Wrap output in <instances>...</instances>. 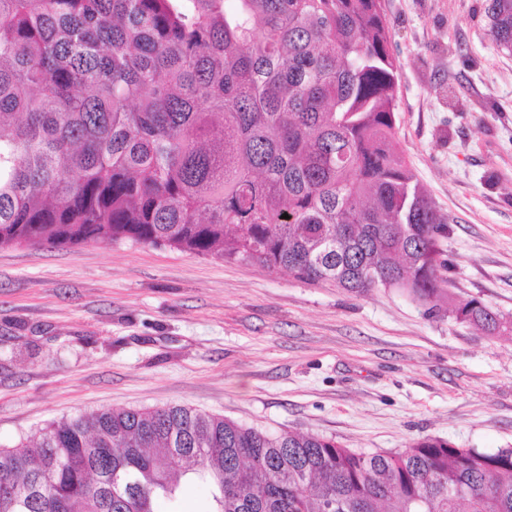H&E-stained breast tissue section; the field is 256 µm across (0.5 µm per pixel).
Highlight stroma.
Instances as JSON below:
<instances>
[{"instance_id": "35a3bbf8", "label": "stroma", "mask_w": 512, "mask_h": 512, "mask_svg": "<svg viewBox=\"0 0 512 512\" xmlns=\"http://www.w3.org/2000/svg\"><path fill=\"white\" fill-rule=\"evenodd\" d=\"M402 68L396 140L448 219L434 311L165 246L0 248V448L112 408L179 405L398 451L512 448V54L486 0H382ZM455 314L457 320L472 323L489 332L497 331L503 327L507 328V322H504L497 312L476 299L458 308Z\"/></svg>"}]
</instances>
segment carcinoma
Segmentation results:
<instances>
[{
  "label": "carcinoma",
  "mask_w": 512,
  "mask_h": 512,
  "mask_svg": "<svg viewBox=\"0 0 512 512\" xmlns=\"http://www.w3.org/2000/svg\"><path fill=\"white\" fill-rule=\"evenodd\" d=\"M485 12L512 53V0ZM400 69L382 0H0V246L164 245L431 304L447 221L394 145ZM184 477L209 512H512V448L367 454L183 406L1 448L0 512H157Z\"/></svg>",
  "instance_id": "1"
}]
</instances>
